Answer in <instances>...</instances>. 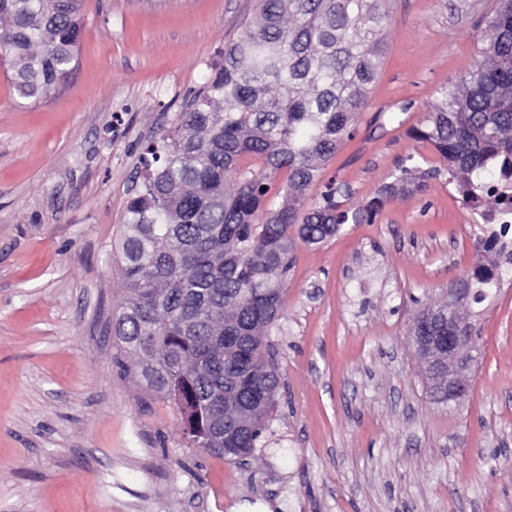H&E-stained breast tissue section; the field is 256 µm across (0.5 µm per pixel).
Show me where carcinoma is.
Wrapping results in <instances>:
<instances>
[{"instance_id":"obj_1","label":"carcinoma","mask_w":512,"mask_h":512,"mask_svg":"<svg viewBox=\"0 0 512 512\" xmlns=\"http://www.w3.org/2000/svg\"><path fill=\"white\" fill-rule=\"evenodd\" d=\"M390 21L388 0H259L141 156L122 216L125 295L112 339L138 385L175 402L190 448L251 456L277 404L268 336L297 241L318 246L382 212L383 196L345 206L349 190L327 166L368 104ZM84 26L83 0H0V60L19 98L44 100L72 80ZM481 41L472 67L409 131L439 156L425 175L447 173L475 212L512 204L486 183L512 172V0H495ZM501 276L493 261L456 280L469 295L459 321L471 322ZM446 313V302L428 305L411 335Z\"/></svg>"}]
</instances>
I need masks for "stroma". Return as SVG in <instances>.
<instances>
[{
	"label": "stroma",
	"mask_w": 512,
	"mask_h": 512,
	"mask_svg": "<svg viewBox=\"0 0 512 512\" xmlns=\"http://www.w3.org/2000/svg\"><path fill=\"white\" fill-rule=\"evenodd\" d=\"M493 0H390L379 78L330 172L359 204L407 131L478 56ZM73 82L45 103L0 64V512H512V270L476 321L472 389L448 415L410 342L420 311L483 263L447 176L371 224L298 245L271 332L282 387L245 463L188 447L170 402L114 359L112 264L141 144L170 126L256 0H84Z\"/></svg>",
	"instance_id": "obj_1"
}]
</instances>
